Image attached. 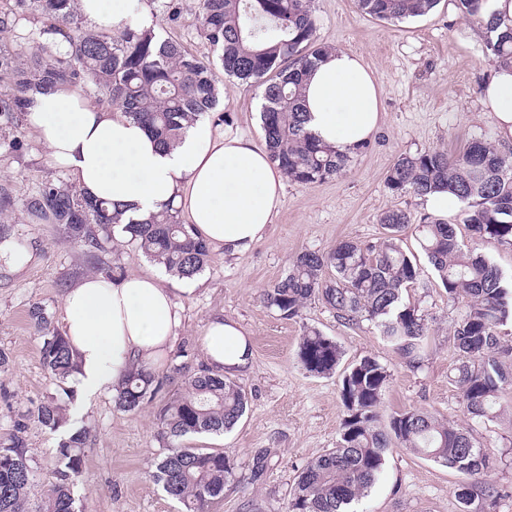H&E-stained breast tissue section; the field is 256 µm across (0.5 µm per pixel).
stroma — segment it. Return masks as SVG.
I'll return each instance as SVG.
<instances>
[{
  "mask_svg": "<svg viewBox=\"0 0 512 512\" xmlns=\"http://www.w3.org/2000/svg\"><path fill=\"white\" fill-rule=\"evenodd\" d=\"M158 35L181 42L199 58L214 57L199 33L200 0H139ZM318 44L360 54L382 85V128L354 155L347 171L320 184L287 182L283 205L264 238L248 253L228 257L211 250L193 290L182 279L165 276L184 307L178 339L168 362L195 372L204 366L202 337L208 318L224 313L246 331L252 362L235 380L248 396L238 424L221 435L202 434L186 441L193 448L222 450L235 466L237 487L225 488L209 512H287L289 491L305 466L335 447L346 415L340 375L315 376L298 361L305 330L315 328L343 351V364L374 355L390 369L392 380L381 408L383 417L409 407L423 408L472 428L477 447L489 457L483 474L499 497L494 512H512V420L469 422L460 394L451 383L456 359L453 324L462 306L451 303L431 268L409 296L433 318L432 334L419 367H409L383 341L374 325H348L321 302H308L300 316L285 319L264 306L263 291L288 270L290 260L309 250L328 252L338 241H381V214L400 209L414 219L426 217L422 197L396 194L385 176L399 155L440 148L454 153L476 137L496 140L494 118L481 103L491 66L483 54L478 25L453 0H440L428 15L399 23L362 14L355 0H314ZM44 18L26 11L17 30L5 33L11 45L28 51L57 50L63 35L42 32ZM218 113L231 131L262 142L260 88L219 76ZM46 183L73 186L74 177L52 161L45 145L27 125H0V232L21 246L27 263L0 259V349L10 356L0 371V447L8 445L17 422L32 456L35 483L30 508L38 512L54 481L56 435L33 414L56 387L40 362L42 339L29 317L32 306L45 309L55 330H62L64 293L90 274L117 280L130 272L159 273L129 237L110 234L102 249L74 245L51 219L27 209ZM182 378L164 381L156 403L137 411L116 408L113 396L88 404L62 396L73 427H88L83 473L74 489L76 512H181L153 474L162 451L157 437L159 402L182 394ZM269 457L260 481L250 479L252 458ZM460 473L406 449L390 451L368 495L352 512H459L455 489Z\"/></svg>",
  "mask_w": 512,
  "mask_h": 512,
  "instance_id": "35a3bbf8",
  "label": "stroma"
}]
</instances>
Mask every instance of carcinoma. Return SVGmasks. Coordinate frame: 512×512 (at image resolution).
<instances>
[{"instance_id": "obj_1", "label": "carcinoma", "mask_w": 512, "mask_h": 512, "mask_svg": "<svg viewBox=\"0 0 512 512\" xmlns=\"http://www.w3.org/2000/svg\"><path fill=\"white\" fill-rule=\"evenodd\" d=\"M28 5L49 22L45 34H63L60 54H33L0 42V118L14 124L28 106L30 94L61 83H86L125 116L144 124L159 144L169 146L186 129L213 112L218 89L213 64L180 42L160 39L155 31L128 28L119 34L82 25L77 0H14ZM358 9L375 19L405 21L429 14L439 0H356ZM460 11L487 31L484 55L500 66H512V30L498 37L493 18L480 13L482 0H455ZM313 0H201V34L217 53L224 73L262 87L260 121L270 159L291 181L312 185L346 171L349 157L321 144L306 130L302 85L306 71L328 50L316 44ZM389 189L423 196L446 188L461 202L469 238L457 225L423 219L415 225L403 210L380 216L386 235L378 243L342 240L326 253L303 251L287 274L262 294L266 307L285 319L300 316L312 300L323 302L347 323L371 322L394 351L414 362L431 333L428 314L406 300L420 281L415 256L401 246L405 230L415 226L419 248L437 272L448 301L465 300L454 323L456 364L453 382L463 414L477 422L492 421L512 410L502 395L512 390V369L503 358L512 347L501 343L499 328L512 323V282L479 252L486 240L512 249V152L475 139L458 154L437 148L401 155L385 177ZM35 215L48 217L73 241L102 248L98 231L119 223L114 204L86 198L81 191L46 183L28 203ZM125 232L141 252L181 278L204 271L209 248L195 238L177 211L168 208L144 220L131 219ZM334 269L336 277L325 278ZM43 342L40 359L52 383L61 386L75 364L66 338L51 329L43 309L30 311ZM298 358L314 375L333 374L340 364L339 345L313 328L303 334ZM391 371L374 355H365L343 372L340 395L346 409L336 447L308 463L290 491L288 512H346L377 480L390 449L405 448L466 475L456 489L461 512H493L498 491L483 473L488 457L473 442L471 430L434 413L408 408L382 423L379 408ZM162 381L151 372H131L115 396L116 408L135 411L153 402ZM185 393L158 410L165 452L154 478L183 505V512H208L209 504L235 481L234 467L222 451L187 448L181 441L196 434H222L244 415L245 390L232 379L201 369L185 379ZM36 420L58 434L55 482L42 512H75L73 488L82 473L87 430L68 429L65 405L52 394L37 407ZM0 448L11 458L0 467V512H28L35 481L31 456L19 433Z\"/></svg>"}]
</instances>
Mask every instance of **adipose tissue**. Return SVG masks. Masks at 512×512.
Returning <instances> with one entry per match:
<instances>
[{"instance_id":"1","label":"adipose tissue","mask_w":512,"mask_h":512,"mask_svg":"<svg viewBox=\"0 0 512 512\" xmlns=\"http://www.w3.org/2000/svg\"><path fill=\"white\" fill-rule=\"evenodd\" d=\"M82 18L119 33L147 28L137 0H79ZM382 87L360 55H323L304 84L307 129L322 144L354 156L379 130ZM482 103L503 142H512V69H493ZM27 122L67 168L86 197L120 206L123 218L177 207L186 224L225 255L247 253L266 234L282 204L285 180L253 139L190 128L173 147L160 148L135 120L92 104L74 85L34 93ZM64 335L77 365L72 383L83 401L117 392L132 371H156L182 326V307L154 275L133 272L120 282L85 276L62 301ZM205 359L220 373L245 371L251 349L244 329L211 317L202 340Z\"/></svg>"}]
</instances>
